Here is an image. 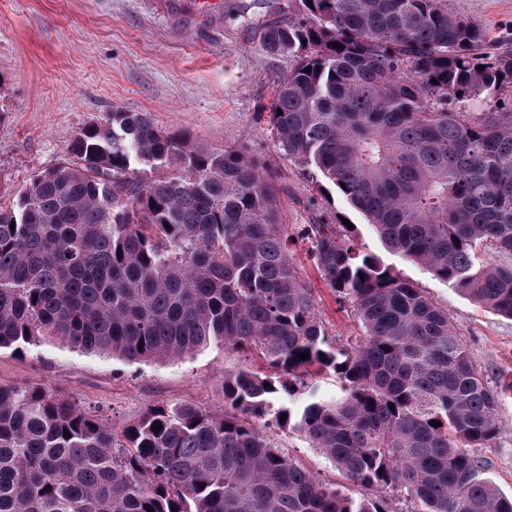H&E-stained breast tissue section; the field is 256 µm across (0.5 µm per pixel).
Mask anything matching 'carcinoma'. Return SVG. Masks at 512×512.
Returning <instances> with one entry per match:
<instances>
[{"label":"carcinoma","mask_w":512,"mask_h":512,"mask_svg":"<svg viewBox=\"0 0 512 512\" xmlns=\"http://www.w3.org/2000/svg\"><path fill=\"white\" fill-rule=\"evenodd\" d=\"M441 2L302 0L301 19L263 27L262 49L295 62L268 123L393 251L512 319V111H448L497 98L512 52H489ZM280 211L260 161L125 111L0 204V350L58 340L138 363L219 345L264 365L224 379V411L150 405L120 437L68 396L0 385V512H391L389 490L415 512H512L476 455L501 430L497 391L448 313L347 225L312 224L321 277L365 328L333 345ZM487 247L505 261L481 262ZM303 372L333 374L336 398L276 405ZM273 425L378 495L324 485L269 440Z\"/></svg>","instance_id":"carcinoma-1"}]
</instances>
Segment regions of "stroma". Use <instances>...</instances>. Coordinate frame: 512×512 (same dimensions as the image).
<instances>
[{
	"label": "stroma",
	"mask_w": 512,
	"mask_h": 512,
	"mask_svg": "<svg viewBox=\"0 0 512 512\" xmlns=\"http://www.w3.org/2000/svg\"><path fill=\"white\" fill-rule=\"evenodd\" d=\"M443 3L450 14L478 22L491 47L512 50V0ZM302 14L301 0H221L209 8L200 0H0V204H12L34 175L63 162L76 134L115 109L149 113L159 128L185 131L208 148L252 155L278 177L289 255L315 292L332 344L356 343L365 328L353 305L321 278L306 235L312 224L349 220L359 247L447 311L499 386L502 430L478 456L486 477L511 495L512 319L390 251L337 189L276 145L265 114L274 81L294 62L266 53L259 31ZM259 364L257 356L218 346L181 361L130 363L54 341L22 354L1 351L0 383L60 390L110 418L119 432L150 405L222 411L225 377ZM268 435L320 482L357 500L371 497L299 436L275 426Z\"/></svg>",
	"instance_id": "35a3bbf8"
}]
</instances>
